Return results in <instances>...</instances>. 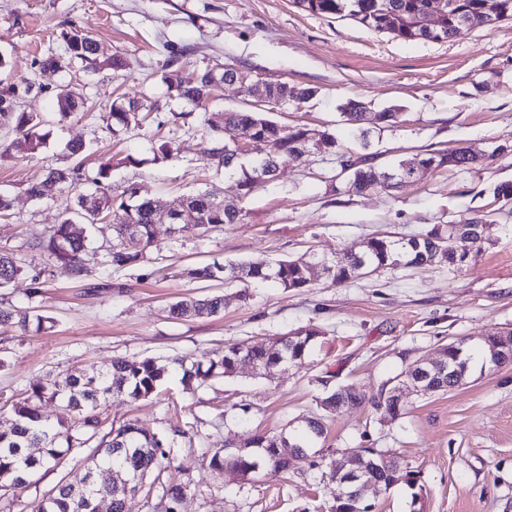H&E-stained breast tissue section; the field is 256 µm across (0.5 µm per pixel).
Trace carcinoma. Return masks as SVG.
<instances>
[{
	"label": "carcinoma",
	"instance_id": "cac0c4a2",
	"mask_svg": "<svg viewBox=\"0 0 512 512\" xmlns=\"http://www.w3.org/2000/svg\"><path fill=\"white\" fill-rule=\"evenodd\" d=\"M430 0H298L305 10L323 16L347 14L364 26L391 35L395 39L413 41L418 38L413 20ZM452 3L449 10L437 18L438 31L442 40L448 39V26L459 10L472 16L477 26L487 25V18L495 21L512 18V0H445ZM70 56L87 67L97 65V43L85 33H73L66 37ZM236 75L233 68L216 72L208 67L193 69L177 82H172L169 73L163 81L174 89L177 96L191 103L207 100L217 84ZM311 87L278 83L268 88L270 103L276 106L304 103L315 95ZM15 94L8 87L0 91V125L12 129L16 137L0 150V161L17 154L34 157L46 145V135L40 132L42 120L27 112H16L7 104V98ZM83 108L79 95H68L58 104L57 115L63 122L78 114ZM367 108L364 103L349 100L341 106L344 122L360 130L365 136L376 128L380 131L396 124L397 113L383 111L375 113L378 123L375 127L365 126ZM150 113L138 111L135 105L112 103L109 112L103 115L106 125L117 134L132 127H140L149 119ZM205 122L216 133L217 146L210 150V161L216 170H225L238 176L240 198L246 199L260 186L256 164L251 159L234 158L225 152L230 139L238 131L252 133L262 148L261 161L265 162L264 180L276 177L283 157L298 150L302 144L304 130L301 126H285L268 119L256 109L212 112ZM66 151L74 163L65 168H50L40 180L27 184V195L35 200L46 197L45 184L58 187L59 191L70 194V200L60 213L59 223L34 238L30 248L44 260L62 263L68 267L74 280L83 279L86 264L97 260L111 272L138 269L151 260L154 229L157 224L175 225V238L198 235L224 224H236L242 216V209L224 205V197L213 189L185 195L180 203V214L171 219L155 201L138 194L132 185L122 192H112L109 179L112 160L99 164L96 175L89 177L85 171L86 144L72 141L66 144ZM484 157L467 147L446 152L438 160L437 168L454 167L473 169ZM349 189L365 193L389 188L382 182V170L371 163L366 156L351 163L347 175ZM94 227L107 224L112 238L106 245L91 247V241L78 225ZM133 228L136 235L134 244L127 245L123 236L127 228ZM484 232L483 219L467 218L458 224L448 225V231L441 233L432 229L407 241L393 240L388 236H373L367 239L358 253H345L329 262L331 272L327 275L333 284H343L381 268H389L396 261L410 267L428 266L443 262L459 268L457 261L459 247L469 250L480 248ZM24 272V262L14 252L0 249V288L8 287ZM194 281H230L245 285L250 283L274 282L288 291H301L310 286V272L307 260L303 258L279 260L270 267L249 263H228L218 261L194 267L186 271ZM224 311L221 296L189 297L173 303L168 308L172 319L215 316ZM49 318L38 313L33 307L0 309V325H11L27 334L30 328L41 330ZM317 336L313 330H301L291 336L275 337L263 342L243 341L224 350V356L208 365L194 364L186 367L185 359L174 357L158 360L145 357L140 360L118 359L112 363V370L100 373L85 369L78 373H65L50 383L35 384L26 390L24 397L11 401L15 420L11 429L0 432V491L26 488L38 484L42 475L62 468L65 456L73 448L95 446L94 466L88 472L110 471L138 477L130 489L129 497H112V512H127L128 498L134 497L150 474L154 480L172 470V446L169 440L152 433L129 420L118 427H107L108 417L103 404L112 398L130 402L152 396L168 374L182 372V382L192 387L205 385L215 378L230 377L238 363L247 360L259 368V373L268 374L287 362L303 360L311 342ZM466 340L459 339L443 346V359L453 368L469 364L471 355L465 351ZM54 397L61 403L64 418L57 424L47 423L42 414L45 398ZM370 404L393 418L401 415L403 406L384 396L368 394L354 384L340 385L321 399V407L330 413L345 407ZM325 432L321 417L305 421V432L299 437L285 435L254 434L238 448L215 452L211 466L222 472L232 468L243 476L265 473L286 475L298 468L306 458L303 439L320 437ZM347 468L357 471L366 481H381L384 484H405L413 490L412 499H417L414 489L419 486V474L414 471H399L386 452L375 448H362L350 458ZM186 491V485L170 480L163 483L160 506L162 512H176ZM110 494L108 486L91 482L78 495L68 479L61 478L57 485L34 502L31 512H91L88 501Z\"/></svg>",
	"mask_w": 512,
	"mask_h": 512
}]
</instances>
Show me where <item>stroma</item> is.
I'll return each mask as SVG.
<instances>
[{
    "label": "stroma",
    "instance_id": "1",
    "mask_svg": "<svg viewBox=\"0 0 512 512\" xmlns=\"http://www.w3.org/2000/svg\"><path fill=\"white\" fill-rule=\"evenodd\" d=\"M66 31L93 37L100 59L120 56L122 69H83L66 50ZM50 53L57 68L40 69ZM173 57L181 70L233 67L247 81L191 105L162 79ZM256 81L316 88L309 102L272 108L268 117L329 130L341 151L371 156L379 166L460 147L488 160L477 169L442 168L357 194L339 178L336 157L291 156L274 181L239 200L235 177L205 165L214 141L203 120L254 107L248 86ZM10 85L17 110L43 118L48 137L38 158L0 163V193L12 201L0 218V246L29 264L0 304L38 308L53 326L24 335L0 325V395H21L80 368L105 372L117 358L205 362L245 340L313 329L318 336L308 356L288 369L260 375L242 368L191 391L174 374L148 399L106 404L117 426L135 419L166 434L193 423L195 436L174 444L185 467L177 478L189 484L179 512H320L337 491L322 468L261 478L229 469L219 474L209 465L225 440L277 433L318 415L326 429L310 455L338 461L347 448H379L400 471L419 473V495L396 485L376 496L374 512H512V365L472 368L445 393L402 390L404 410L395 419L367 405L326 416L319 405L330 387L352 383L375 393L392 387L416 360L436 358L449 341L512 330V201L494 194L496 186L512 184V155H491L497 145L512 144V20L441 42L403 41L350 16L310 13L295 0H0V89ZM73 93L83 96V113L57 123L58 101ZM117 98L138 103L150 124L112 134L102 117ZM350 99L374 112L395 109L396 126L361 143L340 116ZM180 112L189 113L188 122L176 121ZM168 137L175 154L155 160L156 143ZM76 140L90 148L88 174L112 160L113 191L132 184L169 207L209 183L240 201L241 220L178 241L168 225H156L154 258L145 266L110 275L93 262L83 281H74L65 267L46 266L27 249L31 237L57 223L64 194L54 188L35 200L25 187L47 167L67 165L64 146ZM129 154L137 165L124 164ZM475 216L486 222L484 240L459 269L384 268L341 285L318 278L300 292L182 275L215 260L264 265L332 257L359 251L372 236L407 239ZM34 275L44 283L36 297ZM190 295L223 296V313L169 318V305Z\"/></svg>",
    "mask_w": 512,
    "mask_h": 512
}]
</instances>
